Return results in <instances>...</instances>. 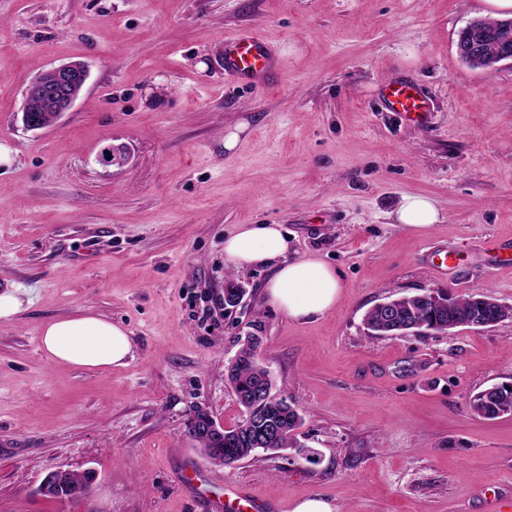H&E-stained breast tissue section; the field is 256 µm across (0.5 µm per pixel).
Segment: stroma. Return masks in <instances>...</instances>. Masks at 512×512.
<instances>
[{
    "instance_id": "obj_1",
    "label": "stroma",
    "mask_w": 512,
    "mask_h": 512,
    "mask_svg": "<svg viewBox=\"0 0 512 512\" xmlns=\"http://www.w3.org/2000/svg\"><path fill=\"white\" fill-rule=\"evenodd\" d=\"M492 14L485 0H0V291L31 299L0 321V512H213L226 484L279 512L316 496L335 512H512V414L468 407L512 382V319L451 335L364 325L425 290L512 306V62L473 68L456 49ZM240 28L278 48L273 88L225 79ZM78 60L75 104L25 130L28 85ZM395 77L426 98L421 122L384 109ZM109 144L125 164L98 162ZM406 194L444 222L394 223ZM241 224L282 225L290 258L329 265L335 308L296 321L272 306V267L224 261ZM447 252L456 266L436 270ZM231 283L245 294L228 310ZM83 313L128 330L126 366L45 358L42 326ZM251 337L303 417L298 445L216 465L185 421H243L225 366ZM88 468L89 499L35 493Z\"/></svg>"
}]
</instances>
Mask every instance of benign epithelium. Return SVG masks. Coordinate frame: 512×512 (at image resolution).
Here are the masks:
<instances>
[{"mask_svg":"<svg viewBox=\"0 0 512 512\" xmlns=\"http://www.w3.org/2000/svg\"><path fill=\"white\" fill-rule=\"evenodd\" d=\"M491 42L497 47L493 55L486 53L485 45ZM459 56L474 67L487 68L501 61H512V17L498 20L494 26L488 27L477 18L471 20L462 30L456 44ZM51 78L46 82L35 81L27 91V107L22 112V124L27 130L44 128L39 113L45 104L55 105L58 114L68 111L79 98L89 77L88 65L82 61H71L59 64L50 70ZM99 162L104 166L122 165L126 162L125 150L108 145L101 149ZM245 427L256 426L253 438L259 446L265 444L272 429L262 421L245 413ZM186 429L197 445L224 441V427L216 423L201 426L196 415H191Z\"/></svg>","mask_w":512,"mask_h":512,"instance_id":"obj_1","label":"benign epithelium"}]
</instances>
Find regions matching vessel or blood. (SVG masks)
<instances>
[{
    "label": "vessel or blood",
    "instance_id": "1",
    "mask_svg": "<svg viewBox=\"0 0 512 512\" xmlns=\"http://www.w3.org/2000/svg\"><path fill=\"white\" fill-rule=\"evenodd\" d=\"M279 52L258 34L236 30L224 36V74L234 80L267 88L279 69ZM382 103L388 111L401 112L421 120L426 102L416 86L406 79H394L382 88ZM230 512H270L268 505L236 486L224 489Z\"/></svg>",
    "mask_w": 512,
    "mask_h": 512
}]
</instances>
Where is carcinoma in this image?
<instances>
[{
	"label": "carcinoma",
	"mask_w": 512,
	"mask_h": 512,
	"mask_svg": "<svg viewBox=\"0 0 512 512\" xmlns=\"http://www.w3.org/2000/svg\"><path fill=\"white\" fill-rule=\"evenodd\" d=\"M487 295L475 294L453 297L440 291L438 296L427 297L410 295L399 302L402 322L401 325L385 324L379 307H372L364 317V324L368 331L386 333L394 331H442L450 321L465 322L475 316L487 314L500 315L498 305L485 302ZM257 344H249L243 349L237 361L227 368L228 377L233 384L238 402L241 406H254L255 412L265 415L266 419L278 426L280 435L277 439L259 448L253 444L252 439L244 436L240 426L224 430V446L210 448L205 452L206 458L216 464H231L249 457L262 449L292 448L295 446L294 431L302 424V417L295 412L291 405L280 401L260 402L256 400V392L268 380L263 378L266 370L261 368L255 360ZM470 409L475 414L494 419L508 413L512 414V383L502 384L501 391L494 400H485L482 392L475 393L469 402ZM56 479L54 489L55 499H67L73 489L87 488L91 482L87 472L65 471L52 475Z\"/></svg>",
	"instance_id": "obj_1"
}]
</instances>
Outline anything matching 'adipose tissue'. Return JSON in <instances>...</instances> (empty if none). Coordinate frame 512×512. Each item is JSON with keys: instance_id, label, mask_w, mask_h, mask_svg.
<instances>
[{"instance_id": "obj_1", "label": "adipose tissue", "mask_w": 512, "mask_h": 512, "mask_svg": "<svg viewBox=\"0 0 512 512\" xmlns=\"http://www.w3.org/2000/svg\"><path fill=\"white\" fill-rule=\"evenodd\" d=\"M396 223L423 228L441 223L434 202L423 195H406L394 214ZM288 238L277 224H242L224 240V259L234 269L270 265L268 302L295 320L330 311L340 295L333 270L315 258L288 260ZM40 345L49 361L87 369L125 366L132 339L122 326L94 314L50 321L40 332Z\"/></svg>"}]
</instances>
